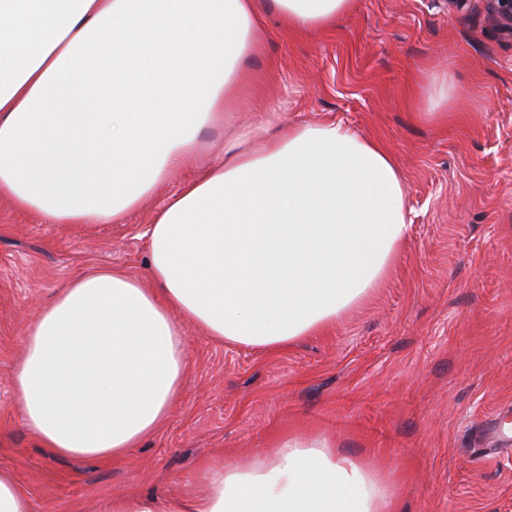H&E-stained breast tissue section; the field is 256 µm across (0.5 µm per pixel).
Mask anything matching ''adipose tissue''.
<instances>
[{
    "instance_id": "adipose-tissue-1",
    "label": "adipose tissue",
    "mask_w": 512,
    "mask_h": 512,
    "mask_svg": "<svg viewBox=\"0 0 512 512\" xmlns=\"http://www.w3.org/2000/svg\"><path fill=\"white\" fill-rule=\"evenodd\" d=\"M354 0H0V202L48 224H117L171 173L148 230L151 287L82 273L29 323L13 389L59 456L119 459L170 411L189 369L183 324L275 351L336 325L390 276L407 185L377 139L257 113L198 167L202 130L233 127L259 32L332 27ZM202 494L113 496L104 512H394L387 479L291 435Z\"/></svg>"
}]
</instances>
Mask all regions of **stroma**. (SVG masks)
Masks as SVG:
<instances>
[{
  "label": "stroma",
  "mask_w": 512,
  "mask_h": 512,
  "mask_svg": "<svg viewBox=\"0 0 512 512\" xmlns=\"http://www.w3.org/2000/svg\"><path fill=\"white\" fill-rule=\"evenodd\" d=\"M259 41L239 127L288 95L280 122L339 121L394 157L410 230L389 279L336 327L277 352L186 326L185 384L139 448L59 457L13 395L26 327L81 272L147 280V228L183 176L120 224H46L2 203L0 470L32 512H102L121 493L203 492L208 465L246 467L301 434L377 466L394 512H512V39L450 0H357L328 29L293 35L272 19ZM426 73L450 77L439 119L420 113Z\"/></svg>",
  "instance_id": "35a3bbf8"
}]
</instances>
